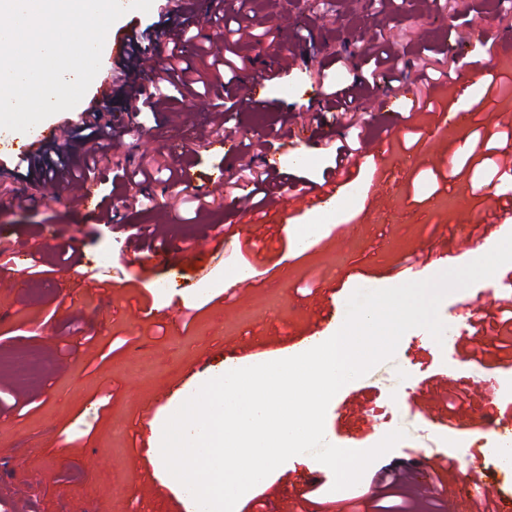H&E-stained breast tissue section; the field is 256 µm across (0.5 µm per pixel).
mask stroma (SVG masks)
I'll return each instance as SVG.
<instances>
[{
	"mask_svg": "<svg viewBox=\"0 0 512 512\" xmlns=\"http://www.w3.org/2000/svg\"><path fill=\"white\" fill-rule=\"evenodd\" d=\"M196 19L167 14L165 0L149 12L120 17L141 24L169 22L209 31L212 0H196ZM303 15L305 23L293 19ZM456 23H449V15ZM246 21L253 39L239 49L243 79L256 82L264 111L226 113L214 126L195 92L170 100L174 121L144 114L124 143L98 163L89 179L102 205L140 192L141 181H119L117 170L150 168L155 180L142 210L129 224L156 226V238L133 246L127 231L57 194L41 170L25 166L0 176V240L11 250L0 259V504L6 512H186L181 492L154 459L151 427L219 373L225 360L275 357L299 347L312 331L331 333L356 289L403 284L396 268L413 253H430L428 267L454 268L466 252L512 225L498 208L489 148L512 145V94L487 92L490 75L512 78V12L496 0H252ZM403 62L401 82L370 77V48ZM462 61H455V54ZM464 74L468 96L456 84L435 90L434 113L415 111L414 93L425 68ZM361 82V129L342 126L329 109L330 87ZM464 109L467 126L436 129L435 116ZM264 141L257 167L273 163L288 174V160L310 153L300 176L322 185L335 165L326 141H360L353 177L342 187L351 202L323 224L319 240L295 251V230L310 208L300 199L272 202L270 222L230 204L232 179L247 143ZM203 176L215 197L194 211L193 184L184 169ZM484 217L489 229L474 230ZM235 235L223 254L191 253L216 225ZM265 242L243 258L245 242ZM249 264L254 276L237 296L225 293L224 273ZM110 280L105 292L86 288L83 271ZM208 291H201L202 281ZM512 284V263L493 280L448 294L439 308L446 341L435 344L415 328L392 359L345 384L325 418L328 443L366 450L386 431L405 437L374 461L355 486L333 490L330 468L294 456L258 485L236 512H363L375 479L392 472L416 512H428L424 486L441 476L438 496L453 512H503L512 505V469L483 455L492 425L512 423V394L498 381L512 375V334L487 336L509 348L472 361L478 340L470 323L494 307L491 290ZM192 321H185V314ZM25 352L41 356L33 379L3 366ZM472 361L470 369L456 363ZM464 389L468 400L445 423V399ZM390 414L379 426L376 411ZM480 459L492 481L488 500L470 497L469 464Z\"/></svg>",
	"mask_w": 512,
	"mask_h": 512,
	"instance_id": "35a3bbf8",
	"label": "stroma"
}]
</instances>
